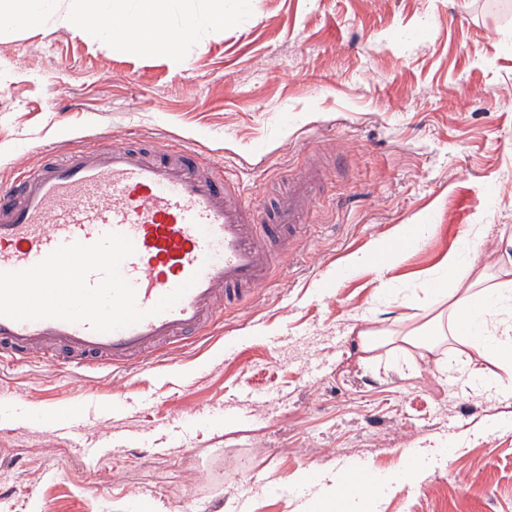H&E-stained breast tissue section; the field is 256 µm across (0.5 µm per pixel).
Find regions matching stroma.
Here are the masks:
<instances>
[{"instance_id": "obj_1", "label": "stroma", "mask_w": 512, "mask_h": 512, "mask_svg": "<svg viewBox=\"0 0 512 512\" xmlns=\"http://www.w3.org/2000/svg\"><path fill=\"white\" fill-rule=\"evenodd\" d=\"M174 0L176 51L80 35L46 0L0 30V186L49 149L192 144L269 200L311 158L326 191L268 285L224 309L222 336L136 373L0 366V512H297L298 475L452 446L376 512H512V398L432 363L366 364L360 331L426 324L431 283L476 265L499 281L512 234V0ZM430 225L401 245L398 227ZM387 253L361 268L354 253ZM457 269H449V259ZM233 345L225 354V345ZM88 410L79 434L47 405ZM236 418L207 427L220 407Z\"/></svg>"}]
</instances>
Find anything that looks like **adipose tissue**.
<instances>
[{
	"label": "adipose tissue",
	"instance_id": "1",
	"mask_svg": "<svg viewBox=\"0 0 512 512\" xmlns=\"http://www.w3.org/2000/svg\"><path fill=\"white\" fill-rule=\"evenodd\" d=\"M167 3L168 0H142L141 8L131 12L123 0H83L81 13L65 16L63 23L82 33L108 28L116 43L129 52H148L159 43L173 50L179 40L193 34L196 19L185 16L178 38H171L165 26ZM501 249L508 260L503 268L505 278L495 287L477 289V280L469 270L456 277L452 287L428 291L441 306L434 319L447 322L448 339L461 357L469 387L489 397L512 394V237L502 239ZM359 337L363 352L388 346L404 360L431 357L437 368L445 366L444 359L436 355L441 337L388 336L370 329L360 332ZM424 473V466L408 460L396 473L385 474L378 486L363 488L362 476L348 472L322 477L321 490L339 512H372L383 494L405 483H418Z\"/></svg>",
	"mask_w": 512,
	"mask_h": 512
}]
</instances>
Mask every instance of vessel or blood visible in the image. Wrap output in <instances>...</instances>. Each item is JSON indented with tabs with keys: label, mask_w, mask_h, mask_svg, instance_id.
<instances>
[{
	"label": "vessel or blood",
	"mask_w": 512,
	"mask_h": 512,
	"mask_svg": "<svg viewBox=\"0 0 512 512\" xmlns=\"http://www.w3.org/2000/svg\"><path fill=\"white\" fill-rule=\"evenodd\" d=\"M324 186L321 170L308 165L260 209L238 179L194 149L133 141L72 149L62 160L25 169L0 188V271L30 268L59 246L116 232L135 248L120 273L140 308L184 282L192 287L171 309L109 333L85 323L0 316V362L19 365L36 355L74 373L159 362L210 334L221 306L243 303L269 282Z\"/></svg>",
	"instance_id": "obj_1"
}]
</instances>
